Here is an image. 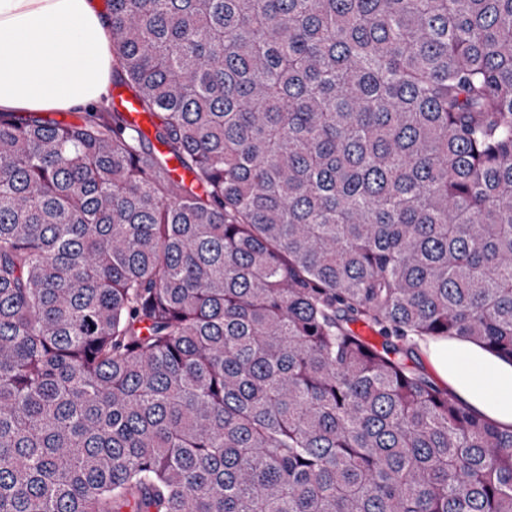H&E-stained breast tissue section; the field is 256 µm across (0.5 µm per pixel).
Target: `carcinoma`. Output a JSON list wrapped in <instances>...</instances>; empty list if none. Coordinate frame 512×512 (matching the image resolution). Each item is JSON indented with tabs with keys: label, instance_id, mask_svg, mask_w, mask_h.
<instances>
[{
	"label": "carcinoma",
	"instance_id": "cac0c4a2",
	"mask_svg": "<svg viewBox=\"0 0 512 512\" xmlns=\"http://www.w3.org/2000/svg\"><path fill=\"white\" fill-rule=\"evenodd\" d=\"M107 12L154 137L0 113V512H512L417 352L512 361V0Z\"/></svg>",
	"mask_w": 512,
	"mask_h": 512
}]
</instances>
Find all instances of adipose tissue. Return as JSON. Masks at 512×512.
I'll return each mask as SVG.
<instances>
[{"label": "adipose tissue", "instance_id": "1", "mask_svg": "<svg viewBox=\"0 0 512 512\" xmlns=\"http://www.w3.org/2000/svg\"><path fill=\"white\" fill-rule=\"evenodd\" d=\"M111 83L110 21L97 0H0V112L101 107ZM420 347L459 404L512 430V363L461 337Z\"/></svg>", "mask_w": 512, "mask_h": 512}]
</instances>
